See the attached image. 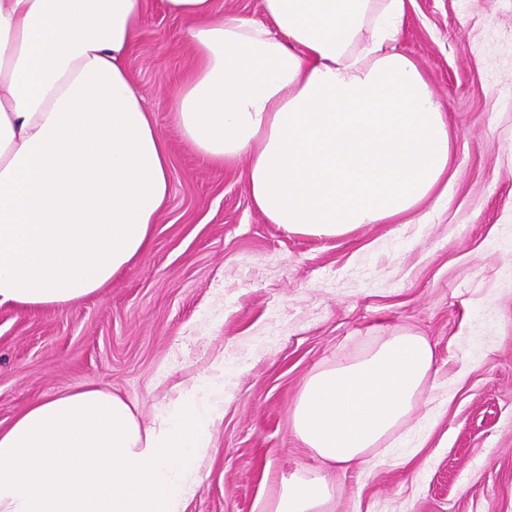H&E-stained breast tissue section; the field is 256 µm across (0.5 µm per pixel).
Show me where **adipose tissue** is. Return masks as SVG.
<instances>
[{"instance_id": "1", "label": "adipose tissue", "mask_w": 512, "mask_h": 512, "mask_svg": "<svg viewBox=\"0 0 512 512\" xmlns=\"http://www.w3.org/2000/svg\"><path fill=\"white\" fill-rule=\"evenodd\" d=\"M194 64L173 96L212 167L247 158L270 223L311 237L411 220L448 186V120L400 47L407 0H262L265 22L217 0H164ZM145 0H0V305L67 307L145 255L170 192L169 148L126 69ZM428 341L390 336L308 377L292 429L333 465L410 418ZM224 385L182 388L159 422L79 386L0 428V512H185ZM329 474L282 480L274 512H327Z\"/></svg>"}]
</instances>
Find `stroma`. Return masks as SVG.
Instances as JSON below:
<instances>
[{
	"label": "stroma",
	"mask_w": 512,
	"mask_h": 512,
	"mask_svg": "<svg viewBox=\"0 0 512 512\" xmlns=\"http://www.w3.org/2000/svg\"><path fill=\"white\" fill-rule=\"evenodd\" d=\"M187 24L146 12L127 69L170 150L151 248L73 305L0 306V427L78 385L146 418L224 361L223 416L186 512H272L281 478L320 466L291 428L304 381L410 331L436 371L411 419L336 470V512H512V0H409L402 47L454 133L448 192L412 224L292 234L244 163L205 165L171 97Z\"/></svg>",
	"instance_id": "stroma-1"
}]
</instances>
